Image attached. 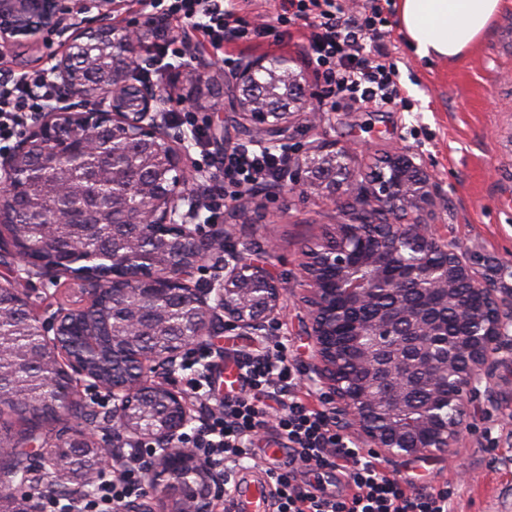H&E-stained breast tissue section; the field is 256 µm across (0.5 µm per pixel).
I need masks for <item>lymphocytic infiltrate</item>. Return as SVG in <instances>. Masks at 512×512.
I'll return each instance as SVG.
<instances>
[{"instance_id":"obj_1","label":"lymphocytic infiltrate","mask_w":512,"mask_h":512,"mask_svg":"<svg viewBox=\"0 0 512 512\" xmlns=\"http://www.w3.org/2000/svg\"><path fill=\"white\" fill-rule=\"evenodd\" d=\"M151 21L163 23L167 36L152 42L142 69L151 77L154 66L167 57L190 55L192 41L184 30L199 32L203 41L218 52L240 41L273 33L276 41L291 37L293 30L310 35L304 55L322 80L319 108L329 112L339 106L371 107L387 112L401 107L411 110L403 96L398 70L387 42L388 19L381 0H280L273 30L250 27L244 12L251 0H134ZM58 96L48 69L7 75L0 71V152L7 151L21 135L28 119L44 112ZM171 118L189 126L199 152L197 164L212 168L214 185L201 202L205 223H219L228 194L243 196L281 182L287 164V149H251L237 145L226 151L219 166H212L207 149L206 118L187 110L171 111ZM213 349L197 350L186 358L181 381L184 391L203 410L198 425L184 432L182 447L192 449L205 468L223 471L225 464H239L254 456L265 427L289 444L287 469L276 474L277 512H450L451 492L432 487L421 492L391 478L365 459L361 448L336 431V423L323 410L311 408L298 394V369L286 355L280 337H269L255 353L237 361L242 388L239 393L217 398L211 369ZM149 445H124L111 469L100 476L95 488L79 502L47 492L41 498L42 512H113L115 505L145 496V465ZM341 467L353 491L344 498L322 492L312 484L299 483L298 469L315 471Z\"/></svg>"}]
</instances>
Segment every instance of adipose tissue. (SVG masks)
Wrapping results in <instances>:
<instances>
[{"label":"adipose tissue","instance_id":"adipose-tissue-1","mask_svg":"<svg viewBox=\"0 0 512 512\" xmlns=\"http://www.w3.org/2000/svg\"><path fill=\"white\" fill-rule=\"evenodd\" d=\"M502 0H399L398 23L422 58L460 59L488 33Z\"/></svg>","mask_w":512,"mask_h":512}]
</instances>
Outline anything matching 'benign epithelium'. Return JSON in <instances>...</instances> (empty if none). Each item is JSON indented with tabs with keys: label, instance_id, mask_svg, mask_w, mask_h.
Masks as SVG:
<instances>
[{
	"label": "benign epithelium",
	"instance_id": "7a95c632",
	"mask_svg": "<svg viewBox=\"0 0 512 512\" xmlns=\"http://www.w3.org/2000/svg\"><path fill=\"white\" fill-rule=\"evenodd\" d=\"M116 0H0V56L15 55L18 68L27 58L19 47L36 49L50 39L70 49L89 47L94 51L88 71L72 65L67 52L52 65L51 73L60 88L54 105L41 114L39 124L24 135L16 147L0 154V188L12 189L20 179L26 158L43 161L47 156L66 155L85 164L93 179L105 177L95 157L98 133L112 130V140L138 141L145 148L143 162L161 161L166 177L137 185L140 205L129 208L112 196V223L144 224L171 230L181 240L194 241L199 251L173 266L158 254H136L114 264L112 280L90 273L78 243L69 249L66 273L96 299L107 290L112 295L135 291L158 305L156 323L163 325L166 312L161 305L173 295L190 301L196 312L194 332L183 337L162 355L143 351L128 357L141 368L160 375L161 383L134 381L110 383L90 368L89 358L98 350L96 342L84 343L74 353L61 336L75 313L58 308L46 320L32 315L62 364L64 391L84 383L104 391L112 402V420L130 435L131 441H149L156 457L177 449L178 462L162 470L149 469L154 486L160 488L149 512H169L173 477L181 466H194L193 454L179 447L184 430L196 421L183 396L171 384L185 367L184 355L207 338L229 329L239 335L266 336L284 313L285 283L267 268L252 261L231 244L220 224L203 232L197 223L199 201L190 185L198 172L190 162L186 136L173 140L163 123L171 99L150 83L129 79L130 55L142 37L130 26L112 22ZM212 79L200 72L194 94L185 102L199 106ZM233 104L237 114L258 134L255 143L264 147L266 136L289 131L291 119L300 117L316 124L323 113L312 104L314 94L286 57L244 59L232 77ZM350 149L323 152L295 162L300 176L296 183L326 193L334 199L346 175L344 159ZM76 188L60 180L48 185L44 197L54 200L72 196ZM440 192L424 172L423 164L406 150L385 156L381 172L373 180L370 199L383 218L368 224L348 215L344 224H333L305 251L302 271L308 282L302 296L308 313L306 335L315 349V361L304 376L325 389L332 412L340 415L363 448H377L391 458L446 456L457 447L468 427L469 403L490 380L498 356L512 352V289L479 270L480 258L471 256L453 241L434 234L416 214L433 209ZM224 251L222 273L213 276L209 287H199L196 274L215 251ZM0 257L11 259L16 272L27 282L44 279L57 270L34 259L23 243L0 237ZM451 305L471 325L464 344L466 354L454 368L432 357L421 341L423 336H445L448 324L436 313ZM446 377L455 387L448 400L434 398L424 404L405 399L404 392L418 370ZM162 390L174 407L173 419L149 432L136 429L127 416L142 395ZM70 438L63 429L33 447L41 454L34 464L50 475L60 464L41 450L51 441ZM98 449V471L108 467L110 448L87 429L77 436Z\"/></svg>",
	"mask_w": 512,
	"mask_h": 512
}]
</instances>
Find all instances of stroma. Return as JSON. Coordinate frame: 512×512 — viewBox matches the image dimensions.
Segmentation results:
<instances>
[{"label":"stroma","mask_w":512,"mask_h":512,"mask_svg":"<svg viewBox=\"0 0 512 512\" xmlns=\"http://www.w3.org/2000/svg\"><path fill=\"white\" fill-rule=\"evenodd\" d=\"M303 40L297 32L280 43L257 38L231 50L240 59L291 58L293 69L316 93L320 82L304 60ZM389 40L402 92L415 102L412 111L339 109L325 113L312 128L293 121L281 138L294 159L319 148L354 145L336 202L326 201L317 190L294 187L289 176L279 187L225 202L223 224L238 247L250 249L252 258L293 293L277 334L289 359L302 368L313 359L304 333L307 315L296 300L305 287L304 252L327 225L342 221L344 207L362 208L371 187L369 174L385 154L397 149L423 154L429 177L441 191L438 205L423 215L433 232L480 256L488 277H498L501 264L512 261V0L487 36L454 62L418 58L400 29H392ZM214 55L209 45H199L179 70H164L153 82L180 103L192 88L193 71ZM231 77L223 72V94L198 109L208 121V149L216 159L224 149L255 140L233 119ZM239 207L254 213L256 222L238 223ZM25 291L33 311L45 317L62 305L80 309L89 303L80 284L66 274L34 281ZM492 387L495 401L473 398L470 427L449 456L392 460L376 450L374 462L414 488L450 486L454 512H497L499 502H512V356L496 366Z\"/></svg>","instance_id":"stroma-1"}]
</instances>
